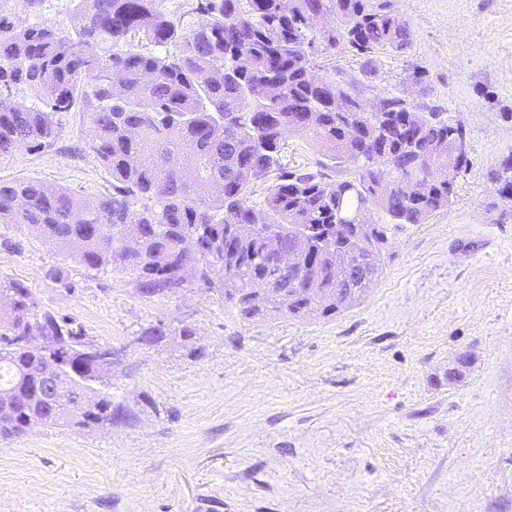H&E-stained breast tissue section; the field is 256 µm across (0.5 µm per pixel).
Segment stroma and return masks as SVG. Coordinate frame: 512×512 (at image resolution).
Returning <instances> with one entry per match:
<instances>
[{"instance_id": "35a3bbf8", "label": "stroma", "mask_w": 512, "mask_h": 512, "mask_svg": "<svg viewBox=\"0 0 512 512\" xmlns=\"http://www.w3.org/2000/svg\"><path fill=\"white\" fill-rule=\"evenodd\" d=\"M403 53L362 74L331 59L365 102L390 93L461 126L471 159L447 209L390 235L386 266L335 319L242 322L193 284L143 296L13 224L0 276L85 341L112 346V423L0 438V512H512V0H393ZM29 24H71L68 0H0ZM51 147L0 157V182L86 195L109 176L79 112ZM191 326L151 347L147 327ZM472 364L446 375L458 354Z\"/></svg>"}]
</instances>
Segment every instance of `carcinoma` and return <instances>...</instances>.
Returning a JSON list of instances; mask_svg holds the SVG:
<instances>
[{"label":"carcinoma","instance_id":"obj_1","mask_svg":"<svg viewBox=\"0 0 512 512\" xmlns=\"http://www.w3.org/2000/svg\"><path fill=\"white\" fill-rule=\"evenodd\" d=\"M162 0H70L72 26L23 25L0 14V156L51 145L59 116L87 113L90 152L112 178L93 196L35 179L0 182V224H15L67 250L85 268L132 278L146 297L195 279L244 321L329 320L357 302L385 268L388 235L448 208L463 135L441 114L393 94L368 109L336 67L312 77L319 53L349 50L372 71L381 51L402 53L411 28L392 0H196L194 25L176 24ZM323 25L314 32V12ZM30 103H14L16 91ZM310 140L316 168L283 162V138ZM345 169L329 184L324 170ZM427 183L418 197L400 186ZM263 199L249 204L255 185ZM378 220L359 231L363 205ZM285 237L308 265L281 270L268 236ZM356 276L336 281V265ZM0 437L31 425L112 422L110 370L74 351L70 324L42 309L21 282L0 278ZM47 336L84 371L63 392L39 386L48 361L25 337Z\"/></svg>","mask_w":512,"mask_h":512}]
</instances>
